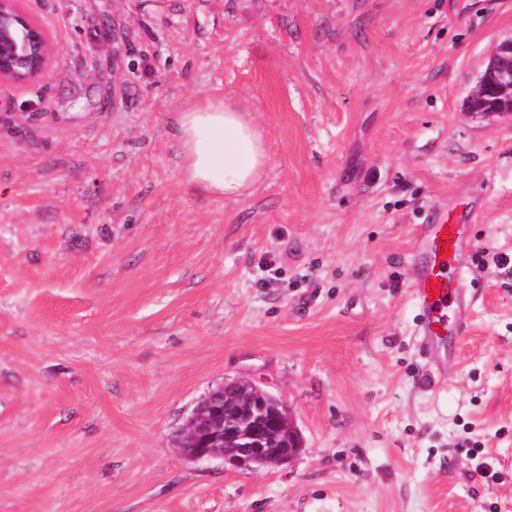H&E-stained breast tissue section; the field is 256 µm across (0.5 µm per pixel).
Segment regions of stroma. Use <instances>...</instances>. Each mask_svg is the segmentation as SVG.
<instances>
[{"mask_svg":"<svg viewBox=\"0 0 512 512\" xmlns=\"http://www.w3.org/2000/svg\"><path fill=\"white\" fill-rule=\"evenodd\" d=\"M55 57L0 82V512H512V114L465 111L512 0H26ZM250 112L269 162L188 183L174 114ZM477 217L471 328L426 379L408 255ZM247 378L287 465L176 435ZM237 388L233 384L220 385L210 390L199 401V405L191 411L182 428L187 444L180 446L182 457L189 462H201L213 459L224 460L225 465L233 468H270L290 463L299 453L300 446L295 441L301 436L294 426L291 418L288 420V412L276 403H269L266 408V420H273L288 428L293 435V441L288 442V447L263 448L254 441V437L248 433L230 432L219 435V430H224L225 411H232L238 415L236 407ZM224 407H220L221 403ZM217 406V409L201 410L203 407ZM204 414H206L204 416ZM230 437L237 445L230 453H224V448H218V442L223 444L224 439Z\"/></svg>","mask_w":512,"mask_h":512,"instance_id":"obj_1","label":"stroma"}]
</instances>
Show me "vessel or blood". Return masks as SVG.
I'll return each instance as SVG.
<instances>
[{
  "label": "vessel or blood",
  "instance_id": "1",
  "mask_svg": "<svg viewBox=\"0 0 512 512\" xmlns=\"http://www.w3.org/2000/svg\"><path fill=\"white\" fill-rule=\"evenodd\" d=\"M464 247L463 225L435 210L415 227L409 252L418 347L440 381L455 373L458 346L470 327L471 299L454 274Z\"/></svg>",
  "mask_w": 512,
  "mask_h": 512
}]
</instances>
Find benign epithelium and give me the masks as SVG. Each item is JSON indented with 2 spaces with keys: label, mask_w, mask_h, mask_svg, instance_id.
I'll return each instance as SVG.
<instances>
[{
  "label": "benign epithelium",
  "mask_w": 512,
  "mask_h": 512,
  "mask_svg": "<svg viewBox=\"0 0 512 512\" xmlns=\"http://www.w3.org/2000/svg\"><path fill=\"white\" fill-rule=\"evenodd\" d=\"M24 29L23 44H18L16 30ZM54 56V44L43 24L25 7V0H0V81L24 83L45 74ZM497 93L508 100L499 109L512 112V37L501 41L478 76L469 99ZM237 388L231 384L210 390L199 400L182 428L187 444L179 447L189 462L222 459L233 468H270L290 463L299 453L297 441L288 446L263 448L248 433L218 431L225 428V411L238 412Z\"/></svg>",
  "instance_id": "7a95c632"
}]
</instances>
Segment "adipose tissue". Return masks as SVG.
Here are the masks:
<instances>
[{"label":"adipose tissue","mask_w":512,"mask_h":512,"mask_svg":"<svg viewBox=\"0 0 512 512\" xmlns=\"http://www.w3.org/2000/svg\"><path fill=\"white\" fill-rule=\"evenodd\" d=\"M176 132L189 182L236 199L260 181L268 154L251 113L220 100L196 103L177 113Z\"/></svg>","instance_id":"ef3b65f1"}]
</instances>
